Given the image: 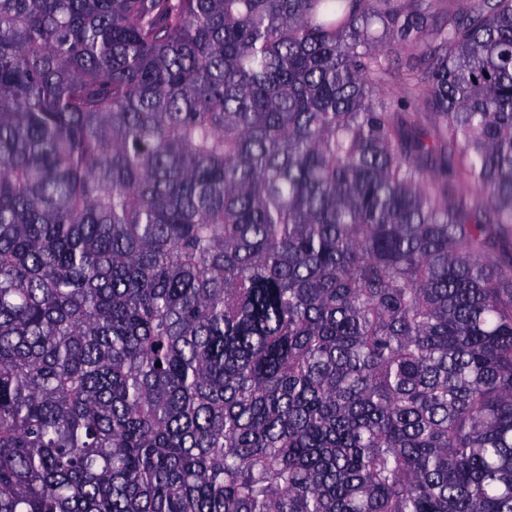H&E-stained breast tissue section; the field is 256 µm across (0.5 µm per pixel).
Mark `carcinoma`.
<instances>
[{
    "label": "carcinoma",
    "mask_w": 512,
    "mask_h": 512,
    "mask_svg": "<svg viewBox=\"0 0 512 512\" xmlns=\"http://www.w3.org/2000/svg\"><path fill=\"white\" fill-rule=\"evenodd\" d=\"M431 3L0 0V512H512V0Z\"/></svg>",
    "instance_id": "carcinoma-1"
}]
</instances>
